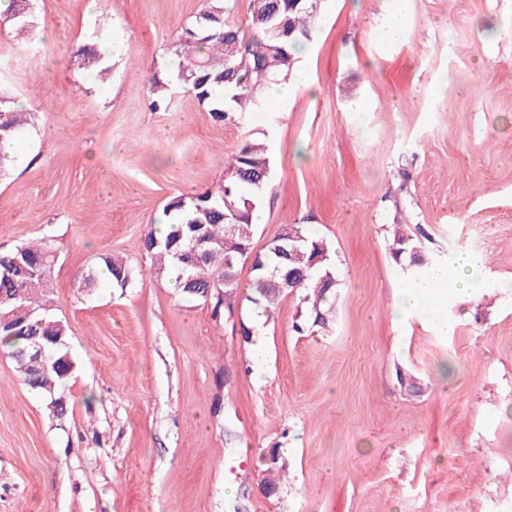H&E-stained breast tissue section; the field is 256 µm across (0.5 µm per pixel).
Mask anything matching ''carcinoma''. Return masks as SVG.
I'll use <instances>...</instances> for the list:
<instances>
[{"label": "carcinoma", "mask_w": 512, "mask_h": 512, "mask_svg": "<svg viewBox=\"0 0 512 512\" xmlns=\"http://www.w3.org/2000/svg\"><path fill=\"white\" fill-rule=\"evenodd\" d=\"M235 0H205L195 21L184 28L173 43L183 88L210 108L219 121L265 108L264 89L286 76L295 63L296 50L315 30L319 0H252L249 22L251 34L244 32L226 15ZM3 27L14 31L21 43L34 40L35 22L30 19V0H9L0 14ZM74 56L81 66L98 69L101 55L88 45L77 48ZM237 66L228 76L230 66ZM151 107L169 105L172 95L166 84L154 77L149 81ZM17 101L0 94V141L13 140L32 122L34 113L16 109ZM272 176V160L266 143L257 137L242 142L226 170L224 181L194 196L179 195L164 206L168 229L159 238L149 228L144 238L150 258V271L160 278L168 269L177 271L175 288L183 297L214 303L215 313L234 312L239 288L236 268L254 259L255 278L248 302L270 314L280 300L296 295L307 305L310 327H325L332 307L330 298L337 286L326 242L311 235L302 224H283L262 253H253V216L260 206ZM203 228L210 244L197 247L193 236ZM303 241L291 253L288 269L294 278L279 291L270 284L280 260L272 247L291 236ZM393 263L411 279L427 275L431 264L424 259L415 240L394 225L389 245ZM23 263L22 273L7 269L14 259ZM55 248L51 240L36 242L0 253V342L10 346V357L25 383L41 398L49 415L56 420L68 413L64 387L71 377L74 361L67 350L68 323L60 317L46 295L47 282L55 268ZM80 284L88 290L109 285L123 288L129 281L124 260L109 255L85 269ZM210 297H204L205 291ZM47 353L44 364H34L35 344Z\"/></svg>", "instance_id": "obj_1"}]
</instances>
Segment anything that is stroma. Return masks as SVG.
<instances>
[{
	"instance_id": "obj_1",
	"label": "stroma",
	"mask_w": 512,
	"mask_h": 512,
	"mask_svg": "<svg viewBox=\"0 0 512 512\" xmlns=\"http://www.w3.org/2000/svg\"><path fill=\"white\" fill-rule=\"evenodd\" d=\"M89 2L33 0L53 31L32 49L0 30V88L37 114L0 176V246L52 239L47 291L75 361L59 421L0 352V512H512V0H408L392 44L395 0H319L296 59L314 93L243 122L180 89L150 108L204 0ZM101 41L104 83L70 59ZM256 132L273 174L253 250L283 224L327 241L329 327L295 332V296L258 324L247 263L231 316L148 273L147 225L223 181ZM400 222L448 268L453 335L392 315ZM463 251L485 260L464 302ZM111 254L127 288L82 289ZM405 2L397 0L396 10L393 12L391 23L383 29L381 37L386 43L400 41L405 34Z\"/></svg>"
}]
</instances>
